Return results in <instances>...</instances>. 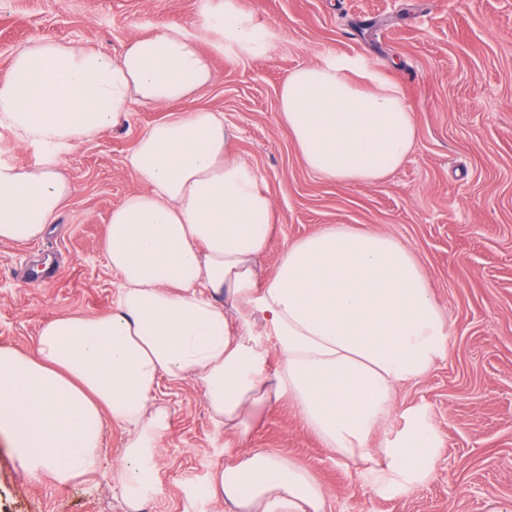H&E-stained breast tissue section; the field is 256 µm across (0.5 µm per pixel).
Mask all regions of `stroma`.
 Returning <instances> with one entry per match:
<instances>
[{"instance_id": "stroma-1", "label": "stroma", "mask_w": 512, "mask_h": 512, "mask_svg": "<svg viewBox=\"0 0 512 512\" xmlns=\"http://www.w3.org/2000/svg\"><path fill=\"white\" fill-rule=\"evenodd\" d=\"M198 0H0V70L41 38L117 57L163 22H194ZM277 41L262 58L212 56L215 79L194 105L223 113L237 154L261 174L273 230L260 263L326 224L370 225L408 245L444 306L442 359L401 387L390 434L421 417L442 441L431 473L410 489L372 490L283 402L252 445L288 453L325 485L327 512H487L512 506V0H242ZM332 55L368 64L396 86L417 127L404 164L374 183L339 184L310 171L278 118L289 72ZM169 109L134 106L80 145L74 187L41 242L0 243V345L34 352L46 321L111 311L119 279L105 258L112 210L142 185L128 167L138 138ZM169 427L153 460L159 487L144 512H224L203 494L239 450L211 418L194 380H161ZM126 434L108 425L98 476L68 486L31 478L0 443V512H131L112 467Z\"/></svg>"}]
</instances>
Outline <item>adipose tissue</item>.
<instances>
[{
  "instance_id": "obj_1",
  "label": "adipose tissue",
  "mask_w": 512,
  "mask_h": 512,
  "mask_svg": "<svg viewBox=\"0 0 512 512\" xmlns=\"http://www.w3.org/2000/svg\"><path fill=\"white\" fill-rule=\"evenodd\" d=\"M275 33L241 0H203L193 25L164 22L110 57L39 39L0 72V129L34 148L30 165L0 160V243L40 238L73 186L67 156L133 106L183 109L155 123L128 166L143 184L114 208L107 262L120 280L111 312L46 321L35 353L0 346V438L33 477L66 485L98 469L106 424L127 434L113 468L131 498L153 488L151 462L168 415L160 379H194L240 454L206 486L229 512H326L327 492L292 456L253 447L264 413L286 401L339 457L364 464L374 489L413 487L441 440L421 420L369 441L397 392L444 353L448 320L412 249L371 226L327 224L287 245L274 272L259 263L272 201L233 151L220 112L194 107L213 80L211 55L257 58ZM370 73L327 57L292 70L279 119L306 166L339 183L397 170L415 138L393 87L361 89Z\"/></svg>"
}]
</instances>
